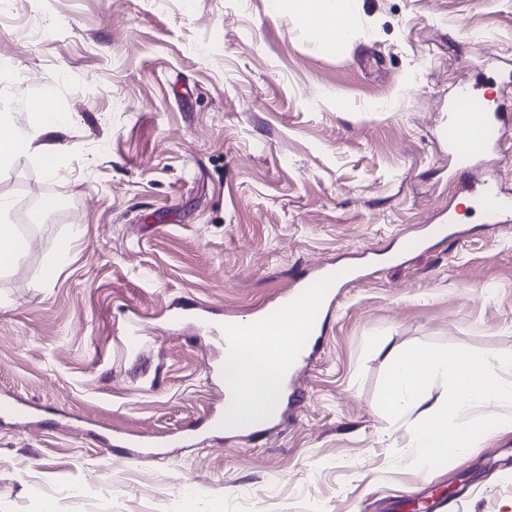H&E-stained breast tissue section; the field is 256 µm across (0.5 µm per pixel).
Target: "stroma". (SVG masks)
I'll return each mask as SVG.
<instances>
[{
  "mask_svg": "<svg viewBox=\"0 0 512 512\" xmlns=\"http://www.w3.org/2000/svg\"><path fill=\"white\" fill-rule=\"evenodd\" d=\"M350 7L336 44L288 0H0V117L33 146L0 196L34 226L0 274V400L29 412L0 415V512H512V429L428 470L380 402L387 349L512 356V221L470 203L512 193V126L466 163L441 138L462 84L512 113V0ZM329 265L365 277L280 416L207 433L214 328ZM58 114L59 112H57L52 98L47 96L32 107L30 119L32 122L45 128L55 123Z\"/></svg>",
  "mask_w": 512,
  "mask_h": 512,
  "instance_id": "obj_1",
  "label": "stroma"
}]
</instances>
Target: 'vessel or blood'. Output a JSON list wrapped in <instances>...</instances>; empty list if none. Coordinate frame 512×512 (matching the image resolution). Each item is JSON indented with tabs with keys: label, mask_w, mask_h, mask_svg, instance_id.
Segmentation results:
<instances>
[{
	"label": "vessel or blood",
	"mask_w": 512,
	"mask_h": 512,
	"mask_svg": "<svg viewBox=\"0 0 512 512\" xmlns=\"http://www.w3.org/2000/svg\"><path fill=\"white\" fill-rule=\"evenodd\" d=\"M507 120L500 111L489 112L480 100L469 92H462L453 112L450 129V146L455 155L463 157L469 152L471 142H478L482 149H490L502 138ZM476 204L493 222L505 223L512 219V195L486 184L479 188ZM351 270L342 269L335 274L320 273L303 281L292 294L280 304V318L291 335L300 343L312 338L317 332L316 319L320 311L332 306L336 299V283L352 278ZM267 323L262 314H255L250 321L230 319L222 329L224 344L240 347L247 345L250 329L263 328Z\"/></svg>",
	"instance_id": "b4317fda"
}]
</instances>
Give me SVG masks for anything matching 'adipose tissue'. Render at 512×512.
<instances>
[{
  "label": "adipose tissue",
  "mask_w": 512,
  "mask_h": 512,
  "mask_svg": "<svg viewBox=\"0 0 512 512\" xmlns=\"http://www.w3.org/2000/svg\"><path fill=\"white\" fill-rule=\"evenodd\" d=\"M299 16L321 39L336 43L354 39L345 0H299ZM13 203L0 197V272L11 271L27 249V241L7 213ZM244 352L225 356L224 391L233 403L232 420L251 423L272 417L280 407L287 379L282 358L294 345L283 326L253 334ZM392 364L382 387L383 407L391 415L415 418L412 453L427 468L465 455L475 443L471 411L483 410L485 426L503 428L511 421L498 414L512 405V357L469 356L439 349L388 351ZM249 394L238 398L241 387Z\"/></svg>",
  "instance_id": "ef3b65f1"
}]
</instances>
